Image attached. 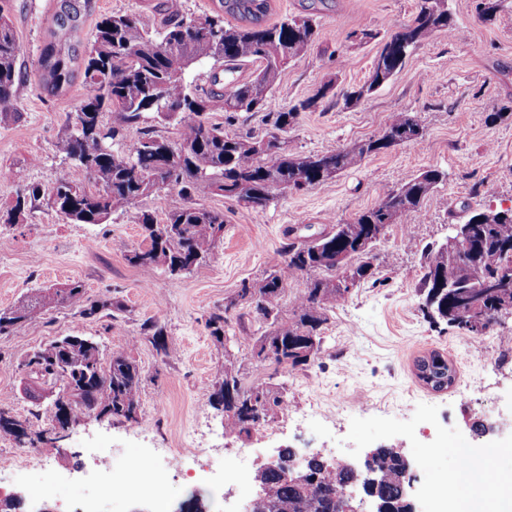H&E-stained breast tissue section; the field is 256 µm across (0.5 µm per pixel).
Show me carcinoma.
Here are the masks:
<instances>
[{"mask_svg": "<svg viewBox=\"0 0 512 512\" xmlns=\"http://www.w3.org/2000/svg\"><path fill=\"white\" fill-rule=\"evenodd\" d=\"M447 0H419L418 11L410 24L385 36L360 27L349 39L360 45L378 39L397 41L404 53L376 59L369 80L342 92L350 105L369 97L387 84L403 67L408 55L436 32L450 36L456 32ZM222 12L197 17L179 14L161 18L140 14H110L96 24V33L83 52L70 45V39L92 10V0H56L51 31L53 41L40 55L44 71V88L60 93L70 86L79 61L83 68L84 96L80 108L68 116L64 135L57 150L75 162L89 175L90 184L74 181L63 171L49 193L28 186L17 194L14 204L0 221L16 224L36 208L44 196L57 214L69 224H104L112 215L143 197H161L177 192L183 204L170 209L165 219L155 212L142 211L138 224L145 245L130 251L128 261L146 271L160 270L176 277L189 274L212 255L214 243L224 234V213L209 209L194 200L201 184L228 198L243 201L254 210H265L281 192L272 188L283 183L290 191H301L323 184L341 172L358 167L371 155L400 145H419L422 129L410 112H395L375 135L350 149L321 154L297 155L288 151L282 135L288 133L306 112L329 97L334 84L324 83L317 92L286 111L267 114L272 132L266 137L237 136L224 133V128L209 121V113L222 110L227 118L241 112L266 109L268 95L279 75L301 59L318 42L319 30L314 14L285 18L279 23H265L269 0H219ZM230 16L236 23L224 21ZM218 25L224 41L217 45L212 27ZM25 53L9 16L0 7V114L17 110V63ZM209 60L222 63L221 72L211 76L210 87H188L185 72L192 65ZM255 69L242 78L238 72L248 65ZM226 82V90L215 86ZM116 114L117 125L105 127L102 114ZM162 122H174L179 131L175 144L161 151L153 146L160 141L154 131L143 126L146 115ZM133 131L115 151L111 141L120 131ZM447 174L429 168L386 194L375 206L358 214L347 224L336 225L329 243L334 249H316L286 243L271 259L264 279L251 287H243L238 297L256 295L263 306L256 317L269 325L258 338L281 349L292 368L307 365L305 353L318 357L322 351L321 330L326 311L346 301L344 291L357 287L373 277L361 268L336 270L335 254L353 253L358 241L369 238L373 227L387 223L388 203L400 209L399 219L421 212L425 198ZM512 244V218L499 224H477L466 255L469 262L448 258L441 246L425 247L422 290L433 291L435 281L463 280L479 295L490 314L502 304L511 306L512 294L504 300L480 289L487 277L501 269L503 246ZM303 273H313L304 293L293 300V317L280 318V301L289 281ZM464 300L444 295L441 300L452 316L446 320L471 337L484 335L495 320L488 318L475 326L470 318L454 314ZM212 314L208 327L219 337L224 333L226 313ZM53 307H70L84 316L112 310V300H92L84 287L72 282L64 288H34L20 304L0 309V335L6 334L34 314ZM141 338L148 341L157 354L169 356L163 327L155 320L140 326ZM40 358L45 368L37 373L39 386L53 389L63 373L70 382L63 393L44 408L45 419L53 427L65 429L92 414L135 421L140 408L141 372L138 365L122 353L112 354L103 365L97 343L80 336H69L60 346L52 340L41 347ZM213 405L224 409L225 431L248 435L253 423H267L286 408L282 391L266 384L245 387L233 366L224 367V379L210 394ZM19 444L33 445L40 435L30 432L27 421H20L0 408V436ZM378 480L368 486L384 506V512H406L400 504L404 461L390 448H377L373 461ZM318 473L315 482L290 483L276 471L258 474L267 486V502L262 512H336L332 493L336 485L355 479L342 469H326L322 461H312Z\"/></svg>", "mask_w": 512, "mask_h": 512, "instance_id": "1", "label": "carcinoma"}]
</instances>
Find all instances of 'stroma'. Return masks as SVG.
I'll return each mask as SVG.
<instances>
[{
    "label": "stroma",
    "instance_id": "stroma-1",
    "mask_svg": "<svg viewBox=\"0 0 512 512\" xmlns=\"http://www.w3.org/2000/svg\"><path fill=\"white\" fill-rule=\"evenodd\" d=\"M480 2L448 0L455 36L430 37L370 97L348 106L324 101L301 113L286 136L288 148L300 155L345 149L380 131L392 113L408 111L423 128L421 145L370 156L262 211L200 187L197 202L224 214V237L214 256L191 274L147 272L127 260L142 242L138 213L164 215L181 203L174 192L140 199L104 224L65 223L44 203L24 223H0V308L17 305L30 289L73 281L81 282L90 298H109L121 307L115 321L57 307L0 335V398L10 415L29 418L34 386L23 363L58 337L93 339L103 358L124 353L142 372L137 421L84 417L35 449L51 460L56 485L32 489L30 471L17 467L0 476L1 489L23 496L27 512L44 504L52 512H74L91 483L94 448L114 479H134L144 462L166 493L161 501H118L115 512H177L188 498L189 476L198 474L217 487L206 496L209 512H242L259 491L260 465L278 449L352 460L386 446L401 449L413 463L418 512H439L433 486L439 476L454 472L457 445L482 448L493 442L512 448V316L502 317L472 346L457 327L427 317L421 289L426 244L446 243L449 225L473 209L512 207V0H504L491 22L480 19ZM0 4L25 47L18 63L17 111L0 115L3 210L24 186L49 190L61 171L82 183L89 177L56 151L68 114L82 103L81 79L56 95L43 88L39 59L53 27V0ZM157 5L188 16L219 7L218 0H93L79 42L92 41L101 16L148 13ZM417 7L418 0H327L316 6L309 0H270V23L313 10L321 46L281 73L266 112L287 110L329 80L339 91L364 84L380 44L354 45L349 32L359 26L390 31L408 23ZM19 168L20 181L13 177ZM429 168L444 171L445 182L424 201L422 217L389 228L374 250V277L328 311L318 359L277 375L289 414H278L247 436L226 433L223 409L208 401L225 366L238 370L248 387L272 373L270 363L254 358L245 342L260 336L264 326L249 302L238 300L241 288L265 277L285 241L300 244L351 222L401 181ZM224 307L226 333L239 339L229 348L207 326L210 315ZM149 318L163 326L168 355L137 340L140 324ZM434 350L456 372L454 384L442 391L430 389L415 371L416 360ZM311 405L315 415L298 417V410ZM478 420L496 424V434H475L472 424ZM165 451L171 464L160 460Z\"/></svg>",
    "mask_w": 512,
    "mask_h": 512
}]
</instances>
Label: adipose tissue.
Segmentation results:
<instances>
[{"mask_svg": "<svg viewBox=\"0 0 512 512\" xmlns=\"http://www.w3.org/2000/svg\"><path fill=\"white\" fill-rule=\"evenodd\" d=\"M468 466L465 472L440 479L437 493L448 498V512H512V473L498 470L503 447L492 445L479 450L463 448ZM465 489L462 497H449V489Z\"/></svg>", "mask_w": 512, "mask_h": 512, "instance_id": "ef3b65f1", "label": "adipose tissue"}]
</instances>
